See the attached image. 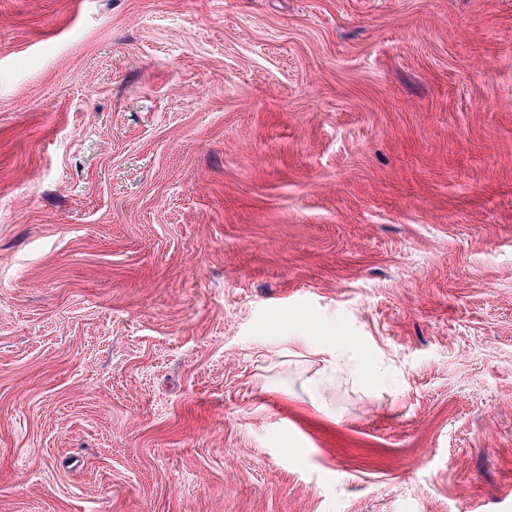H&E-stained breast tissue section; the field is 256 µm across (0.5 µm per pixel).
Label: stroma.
Segmentation results:
<instances>
[{"label": "stroma", "mask_w": 512, "mask_h": 512, "mask_svg": "<svg viewBox=\"0 0 512 512\" xmlns=\"http://www.w3.org/2000/svg\"><path fill=\"white\" fill-rule=\"evenodd\" d=\"M0 512H512V0H0ZM331 345L336 348V366L341 357H347L355 363L356 367L363 371L366 366V355L360 346L348 336H330Z\"/></svg>", "instance_id": "stroma-1"}]
</instances>
